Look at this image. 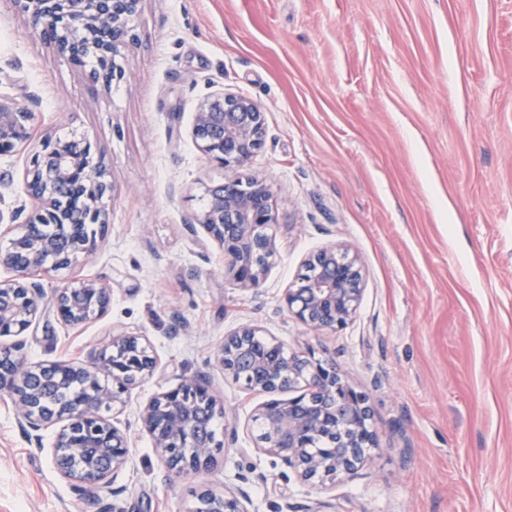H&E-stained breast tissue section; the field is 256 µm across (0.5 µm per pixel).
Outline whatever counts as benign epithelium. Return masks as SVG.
Returning <instances> with one entry per match:
<instances>
[{"instance_id": "1", "label": "benign epithelium", "mask_w": 512, "mask_h": 512, "mask_svg": "<svg viewBox=\"0 0 512 512\" xmlns=\"http://www.w3.org/2000/svg\"><path fill=\"white\" fill-rule=\"evenodd\" d=\"M39 38L68 63L96 61L93 82L112 85L124 77L117 62L136 40L133 21L141 0H14ZM34 114L0 98V155L29 144ZM198 150L224 167V182L207 188L205 209L194 218L222 248L224 273L244 290H259L273 255L277 213L262 179H243L238 169L263 147L266 118L253 99L220 93L197 108L191 128ZM114 183L110 170L88 138L46 140L32 157L22 192L38 203L21 224V206L10 215L13 227L0 265L13 276L0 280V337L14 341L0 348V394L13 403L19 426L37 432L60 425L52 462L80 496L114 487L130 454L127 431L111 417L124 396L159 372L150 342L114 334L83 363L28 362L19 352L21 336L47 305L55 319L80 325L103 316L112 289L88 279L46 291L41 277L65 270L95 249L96 229L109 224L106 201ZM284 295L288 313L313 331L344 328L362 295L358 259L336 245L309 257ZM224 374L250 392L265 395L258 420L269 438L260 451L277 459L302 482L343 481L353 477L375 447L371 407L330 358L289 353L257 325H242L224 336L219 351ZM295 393L288 399L283 393ZM224 405L204 374L185 377L155 394L139 414L141 430L167 471L199 473L214 462L219 447L214 422ZM195 512H248L229 492L204 491Z\"/></svg>"}]
</instances>
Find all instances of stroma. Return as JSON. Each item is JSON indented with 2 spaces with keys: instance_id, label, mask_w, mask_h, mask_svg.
I'll return each instance as SVG.
<instances>
[{
  "instance_id": "obj_1",
  "label": "stroma",
  "mask_w": 512,
  "mask_h": 512,
  "mask_svg": "<svg viewBox=\"0 0 512 512\" xmlns=\"http://www.w3.org/2000/svg\"><path fill=\"white\" fill-rule=\"evenodd\" d=\"M135 33L105 88L0 0V97L35 115L30 145L0 156V213L19 206L48 136L94 141L115 184L93 253L43 280L107 284V313L37 321L24 355L83 362L125 332L162 367L117 415L132 448L116 495H75L52 463L54 429L35 442L0 396V512H194L206 489L245 495L248 512H512V0H142ZM218 92L266 117L239 171L266 180L278 214L257 296L192 222L224 177L191 137ZM334 244L358 258L362 298L343 329L312 332L282 297ZM249 323L333 359L367 395L377 441L356 478L301 482L261 453L263 398L216 361ZM197 373L226 409L224 446L210 470L173 477L137 419Z\"/></svg>"
}]
</instances>
